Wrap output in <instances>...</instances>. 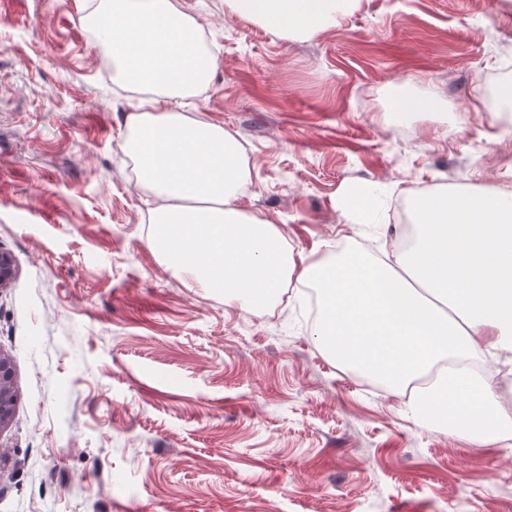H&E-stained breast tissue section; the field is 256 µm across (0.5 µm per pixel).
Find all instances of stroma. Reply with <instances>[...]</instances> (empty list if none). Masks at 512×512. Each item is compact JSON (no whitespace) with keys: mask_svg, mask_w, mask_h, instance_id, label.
<instances>
[{"mask_svg":"<svg viewBox=\"0 0 512 512\" xmlns=\"http://www.w3.org/2000/svg\"><path fill=\"white\" fill-rule=\"evenodd\" d=\"M217 60L172 110L245 146L240 204L291 251L381 254L419 187L512 191V17L501 0H361L285 40L224 0H179ZM86 0H0V512H512V438L481 446L404 417L325 352L307 281L228 306L161 263L152 196L121 148L138 93ZM444 112L398 122L401 92ZM371 195L352 223L345 190ZM14 369L11 362L0 355V427L12 416L16 394Z\"/></svg>","mask_w":512,"mask_h":512,"instance_id":"obj_1","label":"stroma"}]
</instances>
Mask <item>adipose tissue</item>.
I'll use <instances>...</instances> for the list:
<instances>
[{"label":"adipose tissue","instance_id":"obj_1","mask_svg":"<svg viewBox=\"0 0 512 512\" xmlns=\"http://www.w3.org/2000/svg\"><path fill=\"white\" fill-rule=\"evenodd\" d=\"M359 0H225L231 15L273 36L304 39L335 27ZM85 23L104 33L120 80L145 93L127 119L124 151L154 198L150 244L171 269L225 301L264 309L292 275L322 297L324 348L363 377L401 394L404 415L481 445L512 432L506 405L475 359L512 364V193L438 188L413 195L418 235L374 257L358 247L336 258L293 259L265 215L241 210L248 184L244 149L223 125L166 109L207 85L215 58L177 0H97Z\"/></svg>","mask_w":512,"mask_h":512}]
</instances>
